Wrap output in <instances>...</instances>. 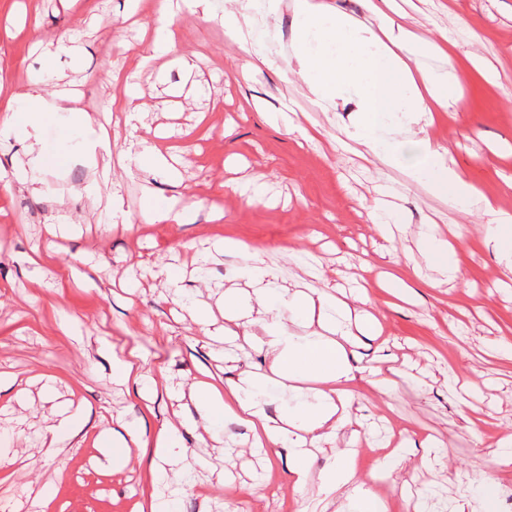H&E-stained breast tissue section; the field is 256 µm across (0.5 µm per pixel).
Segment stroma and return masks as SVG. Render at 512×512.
<instances>
[{
    "instance_id": "1",
    "label": "stroma",
    "mask_w": 512,
    "mask_h": 512,
    "mask_svg": "<svg viewBox=\"0 0 512 512\" xmlns=\"http://www.w3.org/2000/svg\"><path fill=\"white\" fill-rule=\"evenodd\" d=\"M158 0H0V112L7 98L38 83L44 98L58 89L56 74L80 82L75 108L108 114L113 144L130 132L124 115L110 109L121 87L115 75L132 76L136 107L144 118L136 134L162 142L178 159L180 178L157 181L155 197L143 199L144 182L113 162L123 208L135 232L109 226L112 201L89 197L91 167L83 155L84 129L67 113L53 114L39 136L62 165L42 172L36 192L0 191V512H138L152 482L150 449H132L117 470L100 464L101 433L120 421L140 420L157 431L172 420L176 400L161 396L151 406L127 396L112 381V357L135 350L151 372L191 384L201 369L220 374L213 351L223 348L222 312L211 333L202 336L186 311L174 303L164 278L144 275V264L181 268L185 293L205 301L195 273L182 269L184 250L212 252L214 242L230 237L263 247L268 263L280 267L284 286L312 284L291 252H309L321 263L323 279L337 284L342 273L363 272L374 279L395 265L406 271L410 301L385 303L370 289L382 317L387 343L365 341L359 357L393 359L405 374L396 395L365 393L362 414L378 437L406 439L411 455L383 468L380 453L358 450L357 470L386 499L388 512H407L403 491L426 494L433 512L448 493L475 495L472 472L489 463L497 438L512 435V362L501 360L495 345L512 344V295L500 292L499 259L485 241V218L461 210L412 187L402 200L407 229L393 242L377 237L369 204L381 173L341 145L352 106L339 103L324 113L314 106L301 82L278 70L246 72L247 55L224 39L215 16L177 18L181 35L171 51L143 63L157 23ZM400 22L423 38L444 28L452 43L458 82L449 96H463L469 123L444 117L428 131L447 148L448 159L497 205L512 214V0H464L463 9H443L438 0H395ZM73 40L71 54L31 50L33 37ZM193 57L197 67L184 72L178 59ZM261 101L263 112L253 103ZM287 110L294 123L318 124L314 142L265 119ZM265 182L264 199L252 203L231 182ZM192 206L189 224H147V207L169 202ZM66 216V240L44 267L30 264L45 247L48 218ZM438 225L445 236L463 231L459 242L466 286L437 281L428 266H415L421 225ZM97 271L89 282L80 275L88 263ZM461 371L473 384L470 403L488 414L471 428L448 390L449 372ZM86 408L91 418L59 457L45 456L44 433L55 406ZM442 443L443 463L419 467L426 436ZM189 478L177 500L179 512H225L226 504L244 512H297L288 483L290 461L272 449L196 448L187 460ZM228 483L212 485L219 474ZM262 498L248 496L251 485ZM49 499H42V489Z\"/></svg>"
}]
</instances>
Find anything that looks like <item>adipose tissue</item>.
<instances>
[{
	"label": "adipose tissue",
	"mask_w": 512,
	"mask_h": 512,
	"mask_svg": "<svg viewBox=\"0 0 512 512\" xmlns=\"http://www.w3.org/2000/svg\"><path fill=\"white\" fill-rule=\"evenodd\" d=\"M286 0H158L160 23L153 30L152 50L161 52L176 38L174 21L184 13L221 14L224 37L249 57L251 68H272L263 33L251 27L255 15L276 18ZM295 19L289 74L296 76L319 109L350 102L354 111L343 133L361 156L382 167L401 170L407 183L452 207L489 215L486 237L500 255L501 275L512 281V215L497 209L492 198L477 189L468 176L448 162L444 146L432 143L427 130L438 112L462 117L461 100H449L448 87L458 75L448 58L447 37L425 40L411 27L396 23L390 0H364L368 21L343 13L327 0H287ZM73 92L61 88L53 100L36 89L18 95L16 107L35 134L25 167L4 184L5 191H36L38 175L57 163V157L36 131L48 115L65 112L71 124L90 128L95 116L72 108ZM104 157L115 156L135 171L173 179V158L157 146L133 138L113 150L109 138L98 134L92 143ZM419 251L445 281L454 282L461 270L455 247L427 224L418 234ZM221 252L238 259L237 278L246 288L224 291L223 384L200 380L183 388L169 376H151L135 356L113 361V379L134 386L136 395L150 400L157 393L181 400L174 420L154 434L142 426H125L112 440L113 458L128 460L132 449H151L152 472L166 487L179 485L185 474L189 447L219 438L226 425L247 428L256 448L285 451L293 462L290 484L300 497L315 495L320 512H386L384 498L368 488L353 459L360 441L372 435L363 418L352 415L362 395L358 383L363 367L353 357L363 339L377 340L383 328L376 316L359 303L348 302L315 288L290 289L280 284L276 268L266 263L264 249L225 240ZM257 352L265 371H238L242 354ZM279 378L283 404L271 409L267 390ZM335 449L329 466L315 469L313 450Z\"/></svg>",
	"instance_id": "1"
}]
</instances>
